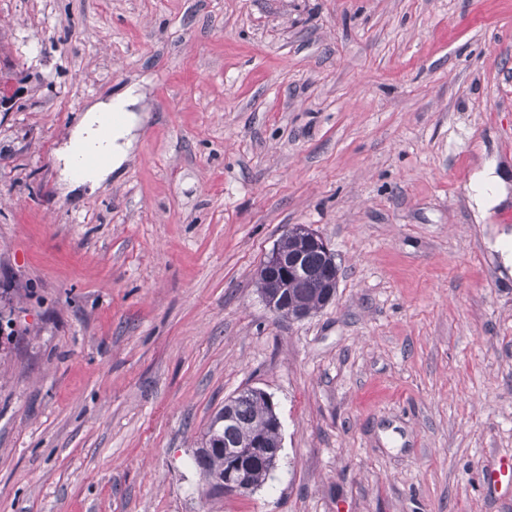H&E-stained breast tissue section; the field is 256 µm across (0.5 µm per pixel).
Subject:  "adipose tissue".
<instances>
[{"label": "adipose tissue", "mask_w": 512, "mask_h": 512, "mask_svg": "<svg viewBox=\"0 0 512 512\" xmlns=\"http://www.w3.org/2000/svg\"><path fill=\"white\" fill-rule=\"evenodd\" d=\"M137 101L134 89H127L116 97L99 102L85 113L73 131L70 140L57 152L60 179L69 188H94L107 180L114 170L123 164L132 145L137 117L133 107ZM124 115L121 124L106 129L105 124L112 112ZM86 147L101 151L106 157L104 164L85 170L78 169V148ZM471 206L478 218H485L489 211L512 196V179L495 161H485L475 172L469 184Z\"/></svg>", "instance_id": "obj_1"}]
</instances>
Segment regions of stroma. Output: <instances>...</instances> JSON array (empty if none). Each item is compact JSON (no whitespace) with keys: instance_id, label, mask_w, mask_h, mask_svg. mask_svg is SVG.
I'll use <instances>...</instances> for the list:
<instances>
[{"instance_id":"obj_1","label":"stroma","mask_w":512,"mask_h":512,"mask_svg":"<svg viewBox=\"0 0 512 512\" xmlns=\"http://www.w3.org/2000/svg\"><path fill=\"white\" fill-rule=\"evenodd\" d=\"M0 512H512V272L477 220L512 168V0H0ZM139 85L129 160L56 151ZM320 234L334 302L255 280ZM270 394L265 484L209 496L225 400ZM469 197L476 217L484 219L489 211L509 198L510 183L503 169L494 160H487L475 172L469 184ZM292 229L298 244L296 252L288 257L279 255H288L294 252L296 244L288 230L272 251V254L275 252L279 254L274 255L273 258L268 255L266 260L261 264L257 273V287L259 291L264 288L263 282L265 281L266 271L268 270L266 288L261 292L268 307L281 317L303 320L309 316V313L311 315L320 309L321 301L322 305L325 306L335 299L339 269L335 261V255L331 252L326 241L318 233L303 224H297L293 226ZM318 251L327 252L329 254L318 253ZM306 253L308 254L306 255ZM303 261L306 262L311 270V274L303 279L289 280L283 291L284 294L288 295V299L286 297L280 299L276 289L283 288L281 281L287 280L288 277L299 276L301 274L304 270ZM328 269L334 272L336 270V275L333 276L329 272H326L323 276L324 272ZM322 276L325 285L324 288H326L323 299V288H320ZM288 304L294 305L296 308L304 309L307 312L300 310L293 311L292 308L288 307Z\"/></svg>"}]
</instances>
